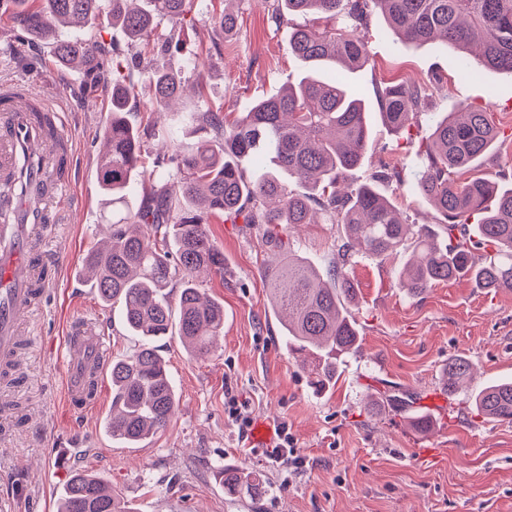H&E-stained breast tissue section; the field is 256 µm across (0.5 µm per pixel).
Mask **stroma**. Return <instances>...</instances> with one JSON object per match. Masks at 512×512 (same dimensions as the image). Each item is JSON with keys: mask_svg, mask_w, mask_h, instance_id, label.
<instances>
[{"mask_svg": "<svg viewBox=\"0 0 512 512\" xmlns=\"http://www.w3.org/2000/svg\"><path fill=\"white\" fill-rule=\"evenodd\" d=\"M220 6V0H192L193 24L181 30L179 47L158 59L161 68L183 76V98L170 111L149 112L153 89L148 76H140L126 114L134 128L184 133V117L196 100L194 77L184 69L192 57L205 62L209 105L230 121L248 100L275 95L296 78L300 66L284 51L288 30L269 20L271 0H235L239 22L227 38L209 22ZM92 34L123 65H131L140 50L104 19L64 31L70 39ZM367 40L370 65L349 74L348 83L370 109L371 137L350 180L362 182L385 165L414 178L424 164L431 118L471 107L487 110L504 137L493 156L461 172L460 180L497 172L501 184L511 185L512 74L463 78L455 50L401 42L377 13ZM2 81L33 86L58 104L57 125L72 139L77 170L67 187L76 209L52 225L45 243L55 274L19 352L26 383L9 406H0V512H57L61 490L76 470L99 474L135 512H512V423L478 415L470 403L472 393L512 380V291L460 279L412 296L395 285L401 261L355 256L351 274L358 292L350 310L361 341L338 357L333 385L320 392L310 384L311 356L287 349L269 304L265 273L277 248L257 226L220 216L211 218L208 229L224 251V273L204 278L202 287L224 305V335L206 359L191 358L177 336L159 340L179 398L168 425L135 445L111 440L103 430L112 404L106 372L96 400L73 417L64 402V336L77 324H91L114 358L133 344L120 304L101 303L80 274L83 256L100 245L112 221L97 183L111 89L61 66L49 45L28 39L10 11L0 9ZM391 81L416 83L430 96L418 125L401 134L385 126L374 94L375 85ZM335 238L332 224H306L284 235L322 271L335 257ZM456 356L467 357L474 373L467 390L451 392L444 369ZM397 390L425 400L443 397L431 411V432L416 433L407 414L389 408L368 414V404ZM232 395L249 417L287 423L306 467L289 473L269 463L264 451L246 447L227 418ZM219 462L257 472L266 494L255 502L225 491L214 476Z\"/></svg>", "mask_w": 512, "mask_h": 512, "instance_id": "35a3bbf8", "label": "stroma"}]
</instances>
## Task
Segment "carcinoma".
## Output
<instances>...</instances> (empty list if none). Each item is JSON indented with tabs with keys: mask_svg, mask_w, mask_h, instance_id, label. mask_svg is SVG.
<instances>
[{
	"mask_svg": "<svg viewBox=\"0 0 512 512\" xmlns=\"http://www.w3.org/2000/svg\"><path fill=\"white\" fill-rule=\"evenodd\" d=\"M14 21L27 35L49 43L53 55L99 83L112 80V119L102 130L106 152L98 170L103 193L124 208L112 222L107 244L87 254L84 275L106 305L121 303L122 317L138 346L112 360V411L107 429L114 441L136 444L170 421L176 406L173 381L158 354L156 341L176 333L191 357L211 354L224 332V307L199 288L198 276L224 273V251L211 239L209 217L262 225L267 241L283 247L279 229L316 224L322 217L341 227L336 264L325 273L294 252L278 256L268 268L269 302L278 314L289 347L323 360L314 382L325 387L331 360L358 347L359 331L348 303L356 297L349 266L364 254L387 260L409 259L397 287L413 296L464 277L481 288L512 290V187L489 178L465 183L456 174L489 158L499 129L487 112L464 107L435 122L426 145L424 169L411 184L440 216L442 234L426 224H409L378 185L405 186L401 169L385 166L355 185L348 173L362 161L370 140L363 96L350 90L346 73L369 63L364 35L370 15L382 13L389 31L418 45L435 39L459 53L461 73L476 78L487 69L512 74V0H277L270 19L288 27L285 50L304 64L299 81L278 94L248 102L241 117L226 124L221 113L200 102L187 115L188 125L208 134L192 144L165 135L164 183L145 204L132 210L126 194L137 171L150 158L137 131L125 117L134 69L108 72L105 43L91 36L63 39L61 26H85L97 18L112 20L133 40L171 25L149 50L160 56L190 12V0H9ZM352 21L338 32L336 15ZM290 16H312L316 23L288 25ZM214 28L231 34L236 15L226 9L211 17ZM150 78V109L164 111L183 82L156 69ZM387 127L404 131L425 107L424 90L412 84L387 85L378 91ZM260 158L268 164L254 174L244 166ZM176 305H171L172 288ZM462 356L448 359L446 386L452 392L471 375ZM416 395L391 393L382 398L399 412L412 411ZM477 413L512 423V381L492 384L473 400ZM228 492L258 500L260 480L244 467L218 465ZM58 512H135L112 495L104 480L78 471L70 476Z\"/></svg>",
	"mask_w": 512,
	"mask_h": 512,
	"instance_id": "1",
	"label": "carcinoma"
}]
</instances>
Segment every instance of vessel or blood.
<instances>
[{
	"instance_id": "vessel-or-blood-1",
	"label": "vessel or blood",
	"mask_w": 512,
	"mask_h": 512,
	"mask_svg": "<svg viewBox=\"0 0 512 512\" xmlns=\"http://www.w3.org/2000/svg\"><path fill=\"white\" fill-rule=\"evenodd\" d=\"M49 101L33 88L0 85V181L25 182L40 191L42 203L32 209L29 200L13 198L5 207L14 223L0 224V362L8 363L22 342L24 322L40 305L47 281L35 280L36 269H47L43 234L30 233L33 224L58 223L72 204L64 187L73 168L69 139L62 130L47 133L40 113L51 111ZM31 158V168L21 167ZM70 347L79 349L69 380L67 405L86 410V374L89 367L105 366L107 349L102 336L89 327L69 337Z\"/></svg>"
}]
</instances>
